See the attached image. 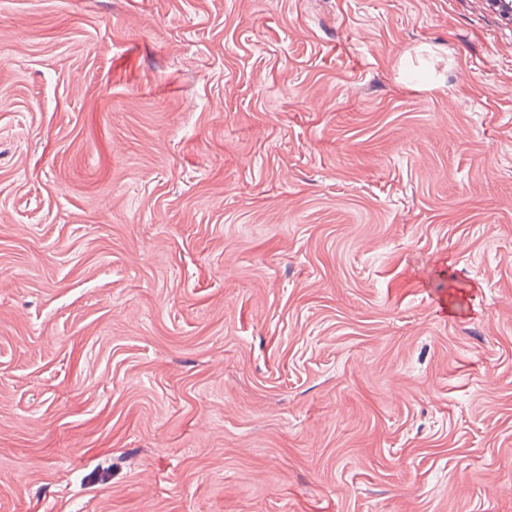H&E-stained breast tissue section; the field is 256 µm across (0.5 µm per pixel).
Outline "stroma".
Segmentation results:
<instances>
[{
    "mask_svg": "<svg viewBox=\"0 0 512 512\" xmlns=\"http://www.w3.org/2000/svg\"><path fill=\"white\" fill-rule=\"evenodd\" d=\"M0 512H512V18L0 0Z\"/></svg>",
    "mask_w": 512,
    "mask_h": 512,
    "instance_id": "35a3bbf8",
    "label": "stroma"
}]
</instances>
